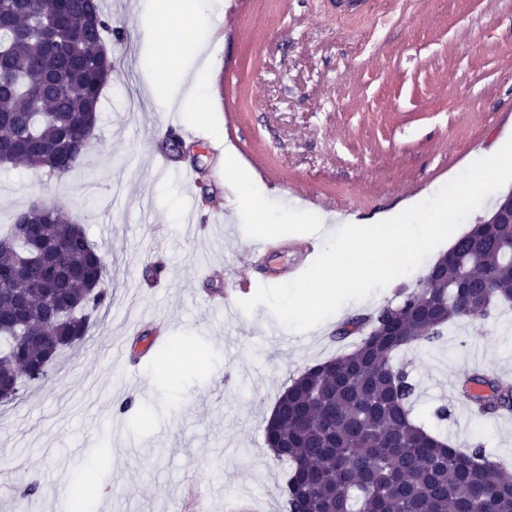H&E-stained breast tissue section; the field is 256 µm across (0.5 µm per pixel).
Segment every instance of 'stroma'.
<instances>
[{
    "mask_svg": "<svg viewBox=\"0 0 512 512\" xmlns=\"http://www.w3.org/2000/svg\"><path fill=\"white\" fill-rule=\"evenodd\" d=\"M102 7L124 30V60L81 167L60 184L0 167V225L36 199L64 205L104 254L112 292L49 379L0 406V512H15L30 484L45 489L30 512H64L89 472L87 512H162L198 497L226 512L245 494L258 512H283L287 468L264 443L268 412L293 377L344 351L334 338L343 318L397 303L418 275L300 333L237 301L283 283L289 242L311 239L319 251L327 242L321 229L276 223L282 209L372 219L432 197L512 129V0H364L357 17L337 15L336 0H251L237 18L212 14L213 92L194 118L154 109L142 57L169 43L146 47L139 0ZM173 121L180 151L165 141ZM217 144L265 187L261 223L230 207ZM183 166L198 184L174 175ZM263 239L276 249L251 264ZM156 261L169 281L154 288L144 274ZM243 279L249 288H237ZM156 322L168 326L157 338ZM119 344L142 356L122 392ZM396 361L416 386L419 423L456 447L483 445L512 470V415L472 416L453 385L467 369L512 379V309L449 326ZM126 392L140 410L111 414Z\"/></svg>",
    "mask_w": 512,
    "mask_h": 512,
    "instance_id": "1",
    "label": "stroma"
}]
</instances>
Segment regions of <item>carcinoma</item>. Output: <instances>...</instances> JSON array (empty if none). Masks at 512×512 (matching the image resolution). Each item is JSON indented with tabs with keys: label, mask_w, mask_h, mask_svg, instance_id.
I'll use <instances>...</instances> for the list:
<instances>
[{
	"label": "carcinoma",
	"mask_w": 512,
	"mask_h": 512,
	"mask_svg": "<svg viewBox=\"0 0 512 512\" xmlns=\"http://www.w3.org/2000/svg\"><path fill=\"white\" fill-rule=\"evenodd\" d=\"M121 41L101 0H67L65 15L32 0H0V144L58 180L81 165L98 124L112 71L99 64L109 35ZM60 270L57 293L44 280ZM0 379L48 378L64 348L81 343L91 316L111 301L106 264L63 207L33 204L0 231ZM512 303V223L474 224L450 254L370 317L336 329L359 343L291 379L264 429L275 457L289 464L285 512H512V473L475 446L462 451L418 426L416 387L393 355L428 345L454 322L486 319ZM458 395L480 414L512 411V387L473 373Z\"/></svg>",
	"instance_id": "1"
}]
</instances>
